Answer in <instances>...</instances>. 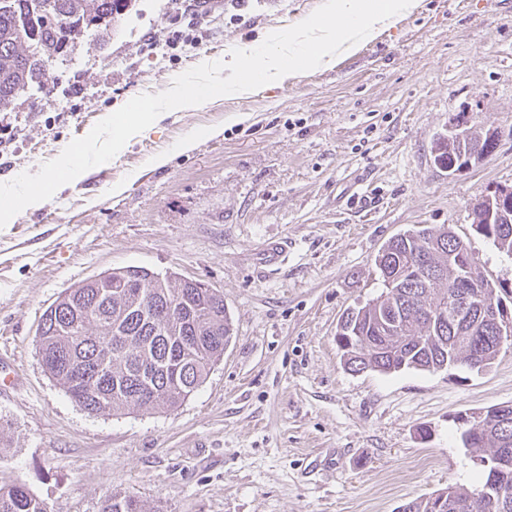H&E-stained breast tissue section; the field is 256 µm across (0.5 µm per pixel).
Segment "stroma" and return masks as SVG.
<instances>
[{
    "mask_svg": "<svg viewBox=\"0 0 512 512\" xmlns=\"http://www.w3.org/2000/svg\"><path fill=\"white\" fill-rule=\"evenodd\" d=\"M320 3L208 0L201 45L173 53L142 40L170 30L172 0H133L107 34L74 44L50 91L9 106L16 138L0 183ZM230 114L243 123L226 125ZM460 118L500 141L451 177L434 148ZM161 152L169 163L153 167ZM106 169L0 229V366L14 382L0 391V484H25L50 512H100L110 495L162 512H398L477 486L458 417L512 404V346L483 371L355 374L335 336L347 308L380 295L384 246L418 225L451 228L477 271L512 290V259L470 217L512 188V8L421 0L335 67L174 113ZM271 241L286 253L268 269L259 254ZM130 265L218 289L234 335L180 406L94 415L45 373L36 329L65 288Z\"/></svg>",
    "mask_w": 512,
    "mask_h": 512,
    "instance_id": "35a3bbf8",
    "label": "stroma"
}]
</instances>
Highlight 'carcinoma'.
Wrapping results in <instances>:
<instances>
[{"instance_id":"carcinoma-1","label":"carcinoma","mask_w":512,"mask_h":512,"mask_svg":"<svg viewBox=\"0 0 512 512\" xmlns=\"http://www.w3.org/2000/svg\"><path fill=\"white\" fill-rule=\"evenodd\" d=\"M132 0H0V107L22 94L44 91L69 48L89 32L123 15ZM498 133L439 139L435 162L449 169L486 159ZM499 252L512 257V208L496 224L475 225ZM468 254L447 227L408 230L384 249L377 262L383 291L342 317L336 343L353 373L452 367L487 369L501 346L494 325L473 312L457 320L447 314L448 287L503 300L496 283L470 268L471 280L452 281L456 258ZM233 335L224 296L192 286L174 273L141 266L104 271L65 289L43 313L37 344L45 372L90 414L151 413L181 405L224 357ZM462 434L469 447L512 455V404L476 413ZM450 486L401 506L399 512H512V467L501 497ZM443 508L437 509L439 500ZM0 512H49L22 483L0 486ZM101 512H162L131 496L113 495Z\"/></svg>"}]
</instances>
